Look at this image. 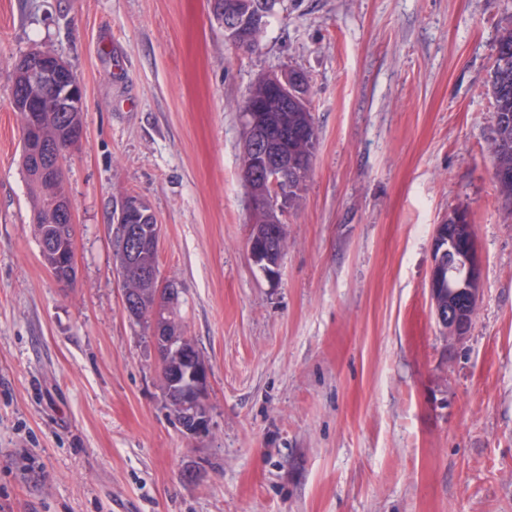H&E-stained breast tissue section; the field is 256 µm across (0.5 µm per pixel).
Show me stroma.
Masks as SVG:
<instances>
[{
	"label": "stroma",
	"mask_w": 512,
	"mask_h": 512,
	"mask_svg": "<svg viewBox=\"0 0 512 512\" xmlns=\"http://www.w3.org/2000/svg\"><path fill=\"white\" fill-rule=\"evenodd\" d=\"M510 25L512 0H278L245 52L208 0H0V512H512V215L488 85ZM33 49L85 90L68 286L41 257L11 104ZM285 69L308 77L317 143L270 279L240 106ZM128 195L162 226L158 279L209 370L201 436L122 310ZM455 210L483 265L451 345L428 279Z\"/></svg>",
	"instance_id": "obj_1"
}]
</instances>
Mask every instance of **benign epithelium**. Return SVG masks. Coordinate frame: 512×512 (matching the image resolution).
I'll list each match as a JSON object with an SVG mask.
<instances>
[{
    "label": "benign epithelium",
    "instance_id": "benign-epithelium-1",
    "mask_svg": "<svg viewBox=\"0 0 512 512\" xmlns=\"http://www.w3.org/2000/svg\"><path fill=\"white\" fill-rule=\"evenodd\" d=\"M250 20L227 14L220 24L224 37L231 43L238 40L242 28ZM25 74L16 85L12 97L15 110L25 111L27 119L26 151L33 156L38 176L54 183L60 164V146L79 143L84 128L75 123V111L82 107L84 89L70 73V67L60 58L33 51L21 60ZM258 82L272 90L270 99L258 104L249 98L241 110L243 136L240 148L241 170L248 191L250 217H266L274 231L282 227V215L288 207V185L300 181L312 165V152L288 151V134L275 132L264 124V113L280 112L293 107L306 109V75L298 70L267 74ZM456 213L448 216L450 223L435 225L432 237V261L428 288L430 305L437 324L448 342L457 344L466 339L471 325L461 315L460 303L477 308L481 295L482 257L476 241L461 234L463 225L453 224ZM57 224H74V211L69 197L58 199L54 206ZM113 221L120 236V258L116 271L122 283L124 313L135 319L144 317L152 323L154 349L167 359H175L176 367L169 385L179 395V415L183 430L197 436L209 430L207 398L209 371L193 341L183 335L179 323L170 314L162 313L174 290L156 286V269L147 267L133 279L127 273L129 258L157 250L161 225L148 206L136 197H126L116 207ZM264 227L251 225L249 253L253 261L264 267L266 277L278 273L280 257L257 246ZM65 257L67 266L74 265L73 246L56 250L54 243L43 246L41 257L47 265L57 257Z\"/></svg>",
    "mask_w": 512,
    "mask_h": 512
}]
</instances>
